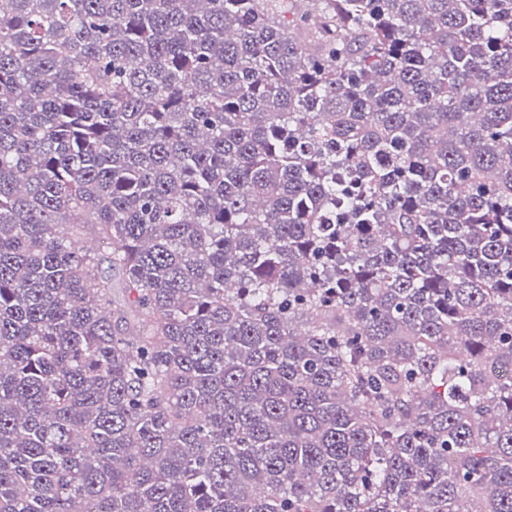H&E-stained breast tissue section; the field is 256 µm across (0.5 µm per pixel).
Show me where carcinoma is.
Segmentation results:
<instances>
[{
  "instance_id": "cac0c4a2",
  "label": "carcinoma",
  "mask_w": 512,
  "mask_h": 512,
  "mask_svg": "<svg viewBox=\"0 0 512 512\" xmlns=\"http://www.w3.org/2000/svg\"><path fill=\"white\" fill-rule=\"evenodd\" d=\"M0 512H512V0H0Z\"/></svg>"
}]
</instances>
